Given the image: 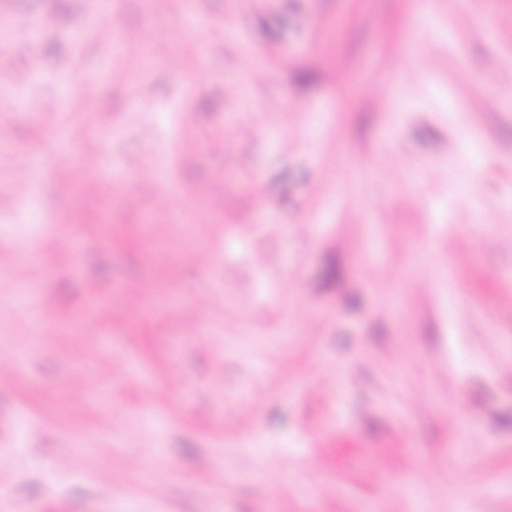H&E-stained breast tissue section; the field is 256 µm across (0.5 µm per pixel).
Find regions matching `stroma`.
<instances>
[{
	"mask_svg": "<svg viewBox=\"0 0 512 512\" xmlns=\"http://www.w3.org/2000/svg\"><path fill=\"white\" fill-rule=\"evenodd\" d=\"M101 7L0 28V512H512V0Z\"/></svg>",
	"mask_w": 512,
	"mask_h": 512,
	"instance_id": "1",
	"label": "stroma"
}]
</instances>
